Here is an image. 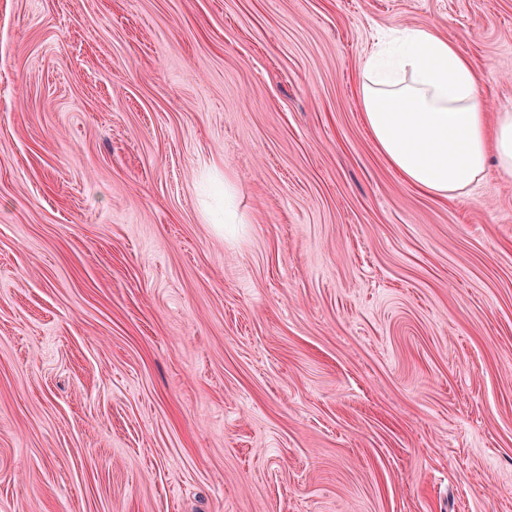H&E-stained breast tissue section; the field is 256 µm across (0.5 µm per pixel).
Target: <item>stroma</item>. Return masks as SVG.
<instances>
[{
    "instance_id": "1",
    "label": "stroma",
    "mask_w": 512,
    "mask_h": 512,
    "mask_svg": "<svg viewBox=\"0 0 512 512\" xmlns=\"http://www.w3.org/2000/svg\"><path fill=\"white\" fill-rule=\"evenodd\" d=\"M424 26L512 110V0H0V512H512V175L361 122Z\"/></svg>"
}]
</instances>
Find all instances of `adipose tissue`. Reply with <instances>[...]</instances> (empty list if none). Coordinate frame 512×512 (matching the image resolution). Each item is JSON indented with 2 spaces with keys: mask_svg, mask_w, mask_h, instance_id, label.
I'll return each mask as SVG.
<instances>
[{
  "mask_svg": "<svg viewBox=\"0 0 512 512\" xmlns=\"http://www.w3.org/2000/svg\"><path fill=\"white\" fill-rule=\"evenodd\" d=\"M359 99L378 152L424 194L463 195L492 158L512 175V112L488 121L470 61L431 28L399 30L381 45L363 65Z\"/></svg>",
  "mask_w": 512,
  "mask_h": 512,
  "instance_id": "ef3b65f1",
  "label": "adipose tissue"
}]
</instances>
